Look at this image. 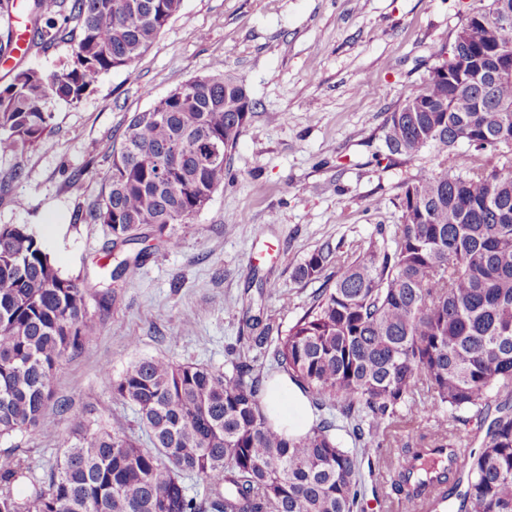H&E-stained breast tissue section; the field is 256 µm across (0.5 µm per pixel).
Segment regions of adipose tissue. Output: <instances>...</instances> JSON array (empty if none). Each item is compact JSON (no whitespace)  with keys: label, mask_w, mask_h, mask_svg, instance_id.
Listing matches in <instances>:
<instances>
[{"label":"adipose tissue","mask_w":512,"mask_h":512,"mask_svg":"<svg viewBox=\"0 0 512 512\" xmlns=\"http://www.w3.org/2000/svg\"><path fill=\"white\" fill-rule=\"evenodd\" d=\"M268 415L275 429L288 437L306 434L314 421L311 405L302 389L285 374L270 380L265 389Z\"/></svg>","instance_id":"adipose-tissue-1"}]
</instances>
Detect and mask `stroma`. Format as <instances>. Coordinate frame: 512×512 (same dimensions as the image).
Here are the masks:
<instances>
[{
    "mask_svg": "<svg viewBox=\"0 0 512 512\" xmlns=\"http://www.w3.org/2000/svg\"><path fill=\"white\" fill-rule=\"evenodd\" d=\"M480 0H183L177 16L131 66L100 76L79 103L50 99L46 146L0 155V225L25 224L61 273L88 289L98 334L56 370L46 413L55 426L0 438V455L48 478L74 421L144 436L132 406L113 400L110 378L142 358L232 371L245 361L274 369L248 347L247 319L288 328L320 280L297 281L296 267L324 242L344 249L395 224L402 185L419 168H438L429 149L384 167L382 123L437 64ZM69 44L0 58V88L15 73L62 72ZM226 70L244 81L253 112L207 206L179 224L177 248L141 229L129 252L137 269L100 304L113 253L107 225L80 215L96 199L113 147L134 113L190 78ZM277 290H269V283ZM400 445L362 467L361 512H404L391 489Z\"/></svg>",
    "mask_w": 512,
    "mask_h": 512,
    "instance_id": "stroma-1",
    "label": "stroma"
}]
</instances>
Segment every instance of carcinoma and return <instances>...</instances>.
I'll return each mask as SVG.
<instances>
[{
  "mask_svg": "<svg viewBox=\"0 0 512 512\" xmlns=\"http://www.w3.org/2000/svg\"><path fill=\"white\" fill-rule=\"evenodd\" d=\"M497 0L465 25L496 21ZM182 0H33L29 24L42 49L72 44V62L46 75L18 71L0 89V154L44 146L56 97L80 102L99 77L130 66L178 14ZM469 47L454 71L437 64L387 114L385 159L439 156L512 144V82L460 89ZM253 110L243 81L196 76L134 114L83 220L132 244L145 226L162 235L185 224L224 185L231 151ZM223 146L212 161L207 138ZM174 152L165 151L166 145ZM400 219L351 252L329 242L296 269L300 281L331 271L284 333L255 319L251 337L326 417L286 438L265 410L262 376L240 362L231 373L141 359L110 381L112 399L135 408L149 447L123 430L90 433L78 421L57 471L16 497L27 478L0 456V512H358L360 473L372 448L410 429L393 471L400 499L456 496L458 512H512V162L488 169L465 156L453 171L421 170L397 196ZM142 253L115 258V287ZM87 289L51 261L26 224L0 225V437L52 426L45 407L65 355L97 335ZM343 430L353 448L336 437ZM480 440L479 450L472 441ZM440 448L463 449V468L428 474ZM203 495H191L185 478Z\"/></svg>",
  "mask_w": 512,
  "mask_h": 512,
  "instance_id": "1",
  "label": "carcinoma"
}]
</instances>
